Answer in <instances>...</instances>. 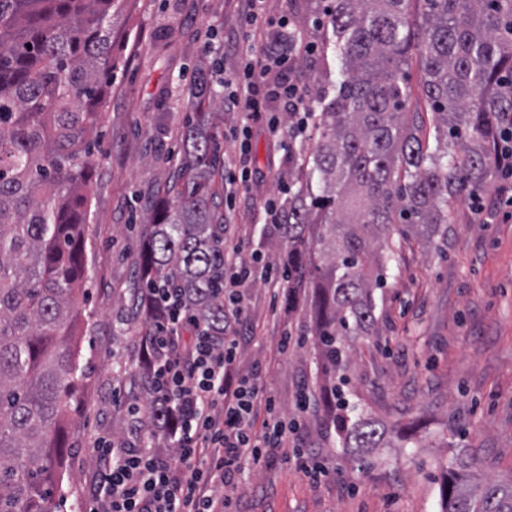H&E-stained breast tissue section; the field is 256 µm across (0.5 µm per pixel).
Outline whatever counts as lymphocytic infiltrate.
Returning <instances> with one entry per match:
<instances>
[{
	"instance_id": "f902f5d3",
	"label": "lymphocytic infiltrate",
	"mask_w": 512,
	"mask_h": 512,
	"mask_svg": "<svg viewBox=\"0 0 512 512\" xmlns=\"http://www.w3.org/2000/svg\"><path fill=\"white\" fill-rule=\"evenodd\" d=\"M235 23V43L244 52L238 69L224 77L225 111L267 117L274 132L284 112L294 135L306 133L313 115L290 62L314 57L317 43L289 18L268 17L266 0H238ZM242 246L238 238L224 242V300L241 323L247 320L248 288L258 282L284 286L295 265L291 256L273 260L255 254L242 260ZM160 300L163 319L146 342L159 354L153 381L180 422L167 431L165 448L151 438L133 447L114 438L96 440L90 512H231L232 498L223 489L233 486L243 460L273 461L283 438L300 422L276 418V401L258 377L240 374L236 333L200 324L172 296L162 300L153 291L145 305L152 311ZM260 402L269 419L257 437L251 418Z\"/></svg>"
}]
</instances>
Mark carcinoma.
<instances>
[{
	"mask_svg": "<svg viewBox=\"0 0 512 512\" xmlns=\"http://www.w3.org/2000/svg\"><path fill=\"white\" fill-rule=\"evenodd\" d=\"M125 0H0V512H63L65 417L80 380L71 346L83 316L86 191L112 75V19ZM330 0L336 95L321 107L320 139L303 158L285 212L294 275H319L315 336L326 367L346 370V337L373 322L374 291L390 256L375 245L391 226L443 233L451 201L478 191L496 168L495 143L512 127V0ZM416 48L434 136L407 85ZM192 94L213 100L199 72ZM210 112L182 131L177 199L148 210L140 255L145 287L178 293L190 313L224 326V218L212 206L216 143ZM140 351L145 422L166 417ZM329 421L363 465L387 431L330 391ZM457 460L440 484L441 512H512V481L476 477Z\"/></svg>",
	"mask_w": 512,
	"mask_h": 512,
	"instance_id": "carcinoma-1",
	"label": "carcinoma"
}]
</instances>
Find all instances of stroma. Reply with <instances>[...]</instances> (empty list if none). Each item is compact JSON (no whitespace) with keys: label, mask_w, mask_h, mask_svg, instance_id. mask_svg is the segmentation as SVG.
<instances>
[{"label":"stroma","mask_w":512,"mask_h":512,"mask_svg":"<svg viewBox=\"0 0 512 512\" xmlns=\"http://www.w3.org/2000/svg\"><path fill=\"white\" fill-rule=\"evenodd\" d=\"M326 0H267L272 18L292 14L298 27L323 42V56L301 61L305 87L335 61L315 27ZM230 0H128L115 21L116 67L112 92L100 114V142L89 191L86 232L85 310L75 343L85 376L68 411L62 471L66 512H88L95 495L93 442L131 424V407L146 398L130 379L137 370L140 339L150 321L138 303L141 212L166 197L178 179L173 157L181 151L188 87L202 67L222 60L235 70L237 56L223 52L234 18ZM249 124L248 154L230 136ZM319 138L312 130L293 137L289 121L271 134L265 120L228 112L216 141L227 166L247 156L255 171L237 198L229 232L244 240L242 259L260 251L278 259L287 240L266 224L263 203L282 195L302 147ZM384 287L376 289L375 319L348 337L349 398L363 415L385 426H417L421 442L400 447L395 437L353 463L325 423L326 379L315 340L318 283L304 278L297 308L271 312L270 294L255 284L247 298L250 320L238 326L241 374L260 375L285 419L303 417L288 435L283 454L270 465L244 462L233 491L238 512H440L439 487L453 459L475 456L483 474L512 478V178L494 172L484 189L448 211V239L426 243L392 231ZM293 342L281 350L279 341ZM307 394L310 407L297 400ZM301 449L328 469L312 483L287 456Z\"/></svg>","instance_id":"stroma-1"}]
</instances>
